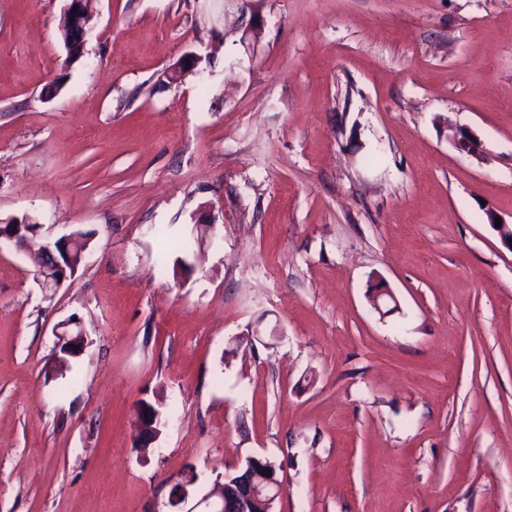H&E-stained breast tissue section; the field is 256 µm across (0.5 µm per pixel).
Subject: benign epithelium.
Masks as SVG:
<instances>
[{
    "label": "benign epithelium",
    "instance_id": "obj_1",
    "mask_svg": "<svg viewBox=\"0 0 512 512\" xmlns=\"http://www.w3.org/2000/svg\"><path fill=\"white\" fill-rule=\"evenodd\" d=\"M88 0H67L61 16V29L70 34L71 50L83 51L85 43L86 6ZM197 66V56L185 55L175 66L166 71V78L184 77ZM38 230L30 229V224H17L0 220V240L15 245L18 250L27 248L30 237ZM41 254L49 255L54 260L52 271L56 272L57 287H62L68 279V267L63 258L70 255V238L61 236L52 238L41 237ZM138 426L142 432L140 447L145 448L159 433L161 414L138 409ZM261 470H269L271 474H259ZM281 493V481L276 476V468L260 458L251 460L237 474L224 477L203 495L196 506H204L203 512H255L260 508L264 512H272V507Z\"/></svg>",
    "mask_w": 512,
    "mask_h": 512
}]
</instances>
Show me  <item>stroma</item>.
Segmentation results:
<instances>
[{
  "label": "stroma",
  "instance_id": "stroma-1",
  "mask_svg": "<svg viewBox=\"0 0 512 512\" xmlns=\"http://www.w3.org/2000/svg\"><path fill=\"white\" fill-rule=\"evenodd\" d=\"M64 7L0 0V219L92 234L52 294L0 245V512L251 457L273 512H512V0H91L75 60ZM145 412H148V416H145ZM136 416L138 420L137 423L140 428L139 435L142 432L139 448H149V445L154 441L152 439H154L159 433L161 414L156 411L154 412L139 407Z\"/></svg>",
  "mask_w": 512,
  "mask_h": 512
}]
</instances>
